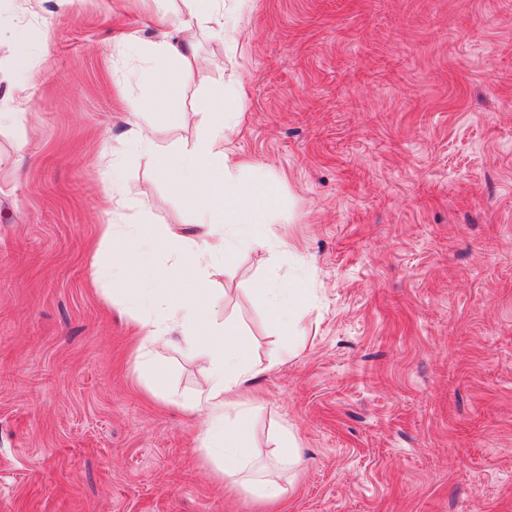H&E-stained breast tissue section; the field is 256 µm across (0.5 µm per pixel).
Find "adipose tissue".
<instances>
[{"mask_svg":"<svg viewBox=\"0 0 512 512\" xmlns=\"http://www.w3.org/2000/svg\"><path fill=\"white\" fill-rule=\"evenodd\" d=\"M186 19L166 33L159 49L176 58L179 70L153 76L144 97L132 101V115L166 112L163 88L174 87L179 72L197 60V30L217 36L230 35L240 21L245 0L222 8L217 0H184ZM239 113L219 114L206 133L175 156L160 155L155 161L158 176L181 197L194 213L188 224L166 227L149 234L142 225L106 223L100 244L112 246L123 239L121 268L93 264L95 279H120L122 298L131 310L138 331L136 360L153 367L161 349L173 341L174 333L190 336L211 354V373L206 388L188 404L187 412L201 418L198 451L225 485L240 489L252 498L269 503L280 500L285 486L276 478L281 462L297 465L299 450L292 434L282 433L267 460H256L248 428L255 407L243 399L244 388L260 373L239 333L229 323L218 322L206 305L214 278L231 273L235 253L267 247L258 226L269 217L277 190L267 180H244L230 157L226 131L238 124ZM162 248L168 263L151 267V249ZM256 293L268 305L283 336H297L303 330L302 289L290 285L259 286Z\"/></svg>","mask_w":512,"mask_h":512,"instance_id":"ef3b65f1","label":"adipose tissue"}]
</instances>
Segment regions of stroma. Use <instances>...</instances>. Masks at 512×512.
<instances>
[{
	"label": "stroma",
	"instance_id": "1",
	"mask_svg": "<svg viewBox=\"0 0 512 512\" xmlns=\"http://www.w3.org/2000/svg\"><path fill=\"white\" fill-rule=\"evenodd\" d=\"M21 4L0 0V75L22 26L35 77L25 140L0 122V512H512V0H249L236 42L199 33L167 93L154 153L190 146L219 97L235 156L278 186L267 248L212 285L266 367L256 455L279 428L301 451L271 504L227 489L160 400L204 388L205 354L183 341L140 370L91 275L112 262L104 163L154 201L144 223L193 219L154 153L120 149L183 2ZM291 281L307 338L276 363L251 290Z\"/></svg>",
	"mask_w": 512,
	"mask_h": 512
}]
</instances>
